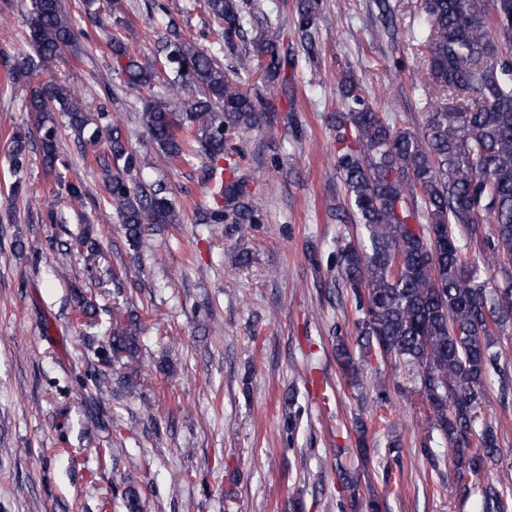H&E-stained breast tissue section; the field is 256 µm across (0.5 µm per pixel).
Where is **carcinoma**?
<instances>
[{"label":"carcinoma","instance_id":"obj_1","mask_svg":"<svg viewBox=\"0 0 512 512\" xmlns=\"http://www.w3.org/2000/svg\"><path fill=\"white\" fill-rule=\"evenodd\" d=\"M425 0L430 30L421 55L437 101L423 126L391 123L346 78L340 105L330 115L336 131V175L347 190L348 207L336 221L360 226L361 243L341 242L336 284L351 291L361 317L355 344L368 361L373 354L408 368L426 395L433 425L457 453L458 476L501 460L495 427L476 417L484 384L497 368L495 336L512 323V0ZM214 44L224 48L243 36L238 0H206ZM318 0H297L295 32L307 56H314ZM33 54L6 67L28 85L25 110L36 114L42 163L54 173L53 191L71 206L84 205L85 190L66 175L57 148L53 112H62L77 135L82 156L105 172L108 203L123 225L129 245L138 247L146 229L178 224L165 188H146L129 175L140 164L119 125L112 121V89L90 111L83 99L52 74L66 48L85 31L67 17L62 0H31L26 21ZM112 36V70L130 89L147 93L141 120L166 156L188 161L203 156L212 204L197 208L199 224L253 223L254 207L242 178L224 160V133L231 127L261 128L275 106L242 88V75L270 97L286 92L295 60L279 35L259 34L252 51L224 69L217 57L188 41L168 17L167 36L154 61L142 64L129 51L134 30ZM26 135L9 147L13 173L28 163ZM461 232L483 256L503 266L504 284L490 288L476 262L462 254ZM142 316L130 310L108 341L109 358L137 360ZM336 360L354 376L358 366L344 336H336ZM109 375L95 381L92 401H108Z\"/></svg>","mask_w":512,"mask_h":512}]
</instances>
